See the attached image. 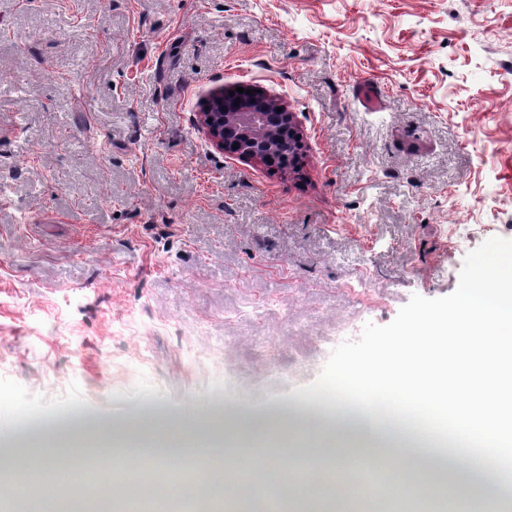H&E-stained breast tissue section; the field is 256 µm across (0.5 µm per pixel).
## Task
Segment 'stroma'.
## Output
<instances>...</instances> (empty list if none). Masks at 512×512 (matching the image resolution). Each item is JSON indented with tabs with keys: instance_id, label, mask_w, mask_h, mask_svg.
I'll return each mask as SVG.
<instances>
[{
	"instance_id": "35a3bbf8",
	"label": "stroma",
	"mask_w": 512,
	"mask_h": 512,
	"mask_svg": "<svg viewBox=\"0 0 512 512\" xmlns=\"http://www.w3.org/2000/svg\"><path fill=\"white\" fill-rule=\"evenodd\" d=\"M241 85L295 113L299 168L211 144L200 102ZM493 245L512 0H0V429L32 422L2 460L54 420L296 403Z\"/></svg>"
}]
</instances>
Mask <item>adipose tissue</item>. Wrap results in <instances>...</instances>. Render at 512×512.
Wrapping results in <instances>:
<instances>
[{
    "instance_id": "adipose-tissue-1",
    "label": "adipose tissue",
    "mask_w": 512,
    "mask_h": 512,
    "mask_svg": "<svg viewBox=\"0 0 512 512\" xmlns=\"http://www.w3.org/2000/svg\"><path fill=\"white\" fill-rule=\"evenodd\" d=\"M378 395L404 408L428 406L432 428L409 431L379 418L372 407ZM313 428L340 447L355 440L391 452H430L449 440L461 461L477 442L480 475L512 484V473L496 471L512 454V249L478 261L450 318L420 317L366 359L339 367L294 411L249 416L225 430L224 447L245 461L262 454L275 462L278 447L303 446Z\"/></svg>"
}]
</instances>
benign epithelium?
Instances as JSON below:
<instances>
[{
  "label": "benign epithelium",
  "mask_w": 512,
  "mask_h": 512,
  "mask_svg": "<svg viewBox=\"0 0 512 512\" xmlns=\"http://www.w3.org/2000/svg\"><path fill=\"white\" fill-rule=\"evenodd\" d=\"M199 120L216 148L238 158L272 166L283 144L301 146L295 113L267 91L251 95L220 88L200 105ZM370 499L394 491L390 479L377 474L363 478Z\"/></svg>",
  "instance_id": "obj_1"
}]
</instances>
